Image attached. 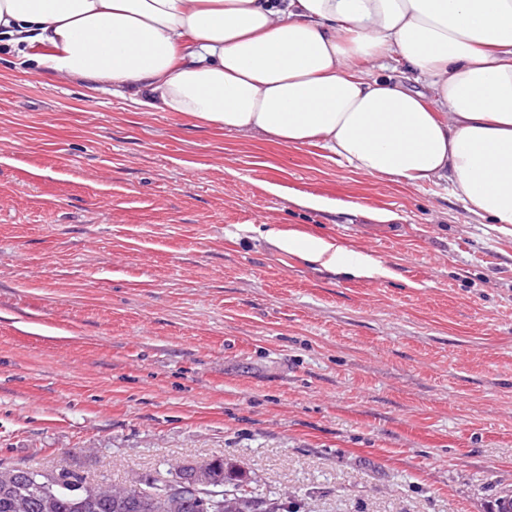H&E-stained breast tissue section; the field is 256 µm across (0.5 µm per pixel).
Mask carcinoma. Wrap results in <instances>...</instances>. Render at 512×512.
<instances>
[{"label":"carcinoma","instance_id":"1","mask_svg":"<svg viewBox=\"0 0 512 512\" xmlns=\"http://www.w3.org/2000/svg\"><path fill=\"white\" fill-rule=\"evenodd\" d=\"M199 469L239 492L244 509L260 501L266 503V512H283L279 499L262 495L253 486L242 492L243 472L222 457L178 464L164 475L141 476L129 487L89 481L71 470L48 472L0 462V512H222L219 497L209 492L177 499L168 494L173 484Z\"/></svg>","mask_w":512,"mask_h":512}]
</instances>
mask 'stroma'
Returning <instances> with one entry per match:
<instances>
[{
    "label": "stroma",
    "mask_w": 512,
    "mask_h": 512,
    "mask_svg": "<svg viewBox=\"0 0 512 512\" xmlns=\"http://www.w3.org/2000/svg\"><path fill=\"white\" fill-rule=\"evenodd\" d=\"M29 52L0 43V460L126 485L221 456L298 512L512 492V226ZM266 224L385 273L282 254Z\"/></svg>",
    "instance_id": "stroma-1"
}]
</instances>
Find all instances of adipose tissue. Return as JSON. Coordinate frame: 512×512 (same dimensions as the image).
<instances>
[{"mask_svg":"<svg viewBox=\"0 0 512 512\" xmlns=\"http://www.w3.org/2000/svg\"><path fill=\"white\" fill-rule=\"evenodd\" d=\"M1 35L141 111L444 181L475 216L512 225V0H0ZM365 62L400 70L380 79ZM265 235L332 271L382 272L321 236Z\"/></svg>","mask_w":512,"mask_h":512,"instance_id":"obj_1","label":"adipose tissue"}]
</instances>
